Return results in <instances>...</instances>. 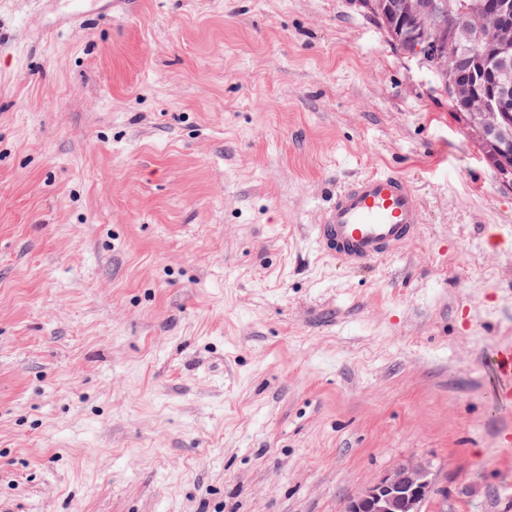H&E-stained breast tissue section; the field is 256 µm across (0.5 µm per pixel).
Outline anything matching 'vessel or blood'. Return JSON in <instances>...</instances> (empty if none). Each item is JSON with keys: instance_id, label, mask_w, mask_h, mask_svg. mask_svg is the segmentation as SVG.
I'll return each instance as SVG.
<instances>
[{"instance_id": "obj_1", "label": "vessel or blood", "mask_w": 512, "mask_h": 512, "mask_svg": "<svg viewBox=\"0 0 512 512\" xmlns=\"http://www.w3.org/2000/svg\"><path fill=\"white\" fill-rule=\"evenodd\" d=\"M421 201L404 176L375 170L344 182L315 226L319 248L364 266L397 252L420 233Z\"/></svg>"}]
</instances>
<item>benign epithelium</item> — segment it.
Here are the masks:
<instances>
[{
  "label": "benign epithelium",
  "instance_id": "7a95c632",
  "mask_svg": "<svg viewBox=\"0 0 512 512\" xmlns=\"http://www.w3.org/2000/svg\"><path fill=\"white\" fill-rule=\"evenodd\" d=\"M424 0H397L392 19L397 25L412 24L415 37L410 57L417 65L443 80L449 74L448 61L465 48L478 58L476 70L467 84L454 86L451 92L463 99L472 125L471 135L482 137L487 161L502 181L512 182V90L504 86L505 75L483 61L485 45L493 44L497 57L505 60L512 55V0H493L488 19L494 36L486 29L474 28L469 19L459 14L448 19L444 0L427 3L434 22L430 29L418 26L417 18ZM442 495L436 483L432 464L418 459L402 464L365 486L346 503L344 512H423L433 499Z\"/></svg>",
  "mask_w": 512,
  "mask_h": 512
}]
</instances>
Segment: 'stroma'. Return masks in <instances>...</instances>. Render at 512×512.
I'll list each match as a JSON object with an SVG mask.
<instances>
[{"mask_svg": "<svg viewBox=\"0 0 512 512\" xmlns=\"http://www.w3.org/2000/svg\"><path fill=\"white\" fill-rule=\"evenodd\" d=\"M418 237L353 268L336 187ZM512 183L361 0H0V512H512ZM417 190L394 171H371L344 182L324 210L315 236L325 253L365 266L397 252L420 233ZM442 491L429 461L402 464L365 486L346 503L344 512H423Z\"/></svg>", "mask_w": 512, "mask_h": 512, "instance_id": "1", "label": "stroma"}]
</instances>
